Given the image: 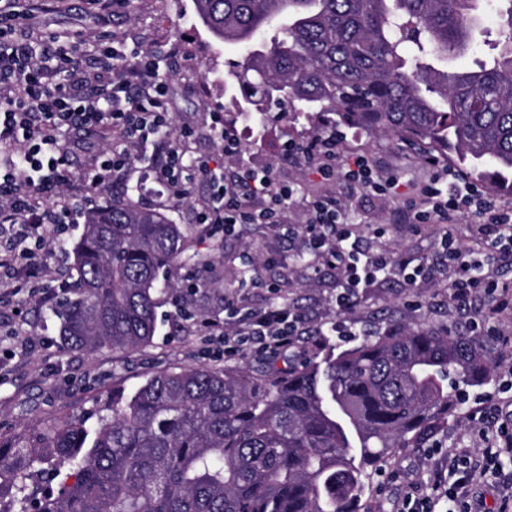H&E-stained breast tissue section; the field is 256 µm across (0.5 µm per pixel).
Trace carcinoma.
<instances>
[{"label": "carcinoma", "instance_id": "cac0c4a2", "mask_svg": "<svg viewBox=\"0 0 512 512\" xmlns=\"http://www.w3.org/2000/svg\"><path fill=\"white\" fill-rule=\"evenodd\" d=\"M242 60L253 112L299 103L413 141L512 194V0H194ZM502 30L473 68L488 7ZM278 23L282 38L266 43ZM58 337L65 350L149 344L161 275L188 230L131 200L82 211ZM493 366L467 336L393 326L256 377L191 367L115 384L92 410L0 436V512H372L383 463L448 426L457 393Z\"/></svg>", "mask_w": 512, "mask_h": 512}]
</instances>
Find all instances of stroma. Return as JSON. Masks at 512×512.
Listing matches in <instances>:
<instances>
[{
  "label": "stroma",
  "instance_id": "1",
  "mask_svg": "<svg viewBox=\"0 0 512 512\" xmlns=\"http://www.w3.org/2000/svg\"><path fill=\"white\" fill-rule=\"evenodd\" d=\"M16 34L34 45L81 41L84 61L98 55L99 41L116 38L127 45L153 54L159 81L169 91L170 122L173 128L191 125L194 136L182 144L186 157H211L222 162L224 176L233 179L235 162L225 160L224 148L211 124L219 115L241 142L244 157L257 166H272L280 182L292 184L295 193L288 207L287 226L244 224L233 234H224L211 224L196 221L199 211L215 202L219 190L209 180L192 183L186 199H172L163 188L146 193L137 190L136 172L111 176L101 202L117 199L165 211L173 223L189 230L193 253L209 255L213 263L205 270L180 263L167 274L170 281L194 282L190 296L164 292L157 309V328L147 347L126 353L104 350L73 352L61 348L53 311L62 300V287L72 266L71 245L83 230L81 212L86 185L79 180L108 142L99 135L64 130L60 142L69 151L71 169L77 178L65 195L44 193L45 207L69 203V230L62 243L50 245L38 256L48 271L46 285L29 290L17 287L10 277L0 276V434L32 432L51 417L76 413L111 390L115 380L134 387L153 373L176 367H239L268 371L283 368L289 355L325 354L330 347H350L351 339H337L327 333L335 320H342L355 332L370 326L430 325L452 328L468 334L472 322L492 326L493 335L480 337L493 361L491 378L484 385L468 389L467 398L448 418L447 430L437 432L413 448L402 449L386 464L369 490L374 512H397L411 480L434 482L446 469L449 449L467 448L473 459H481V432L507 424L512 429V312L497 314L493 303L479 298L466 307L449 308L450 278L440 251L443 227L425 225L412 234L390 222V205L378 200L351 199L342 180L331 190L344 201L352 222L386 226L384 241L396 255L422 260L431 268L429 281L409 287L402 276L385 274L363 292L355 307L337 312L336 272L309 250L304 233L307 203L323 185L318 177L304 173L299 164L284 162L288 141H308L332 129V117H307L288 112L277 118L239 112L232 103L236 87L225 85L230 65L240 60L238 47L215 41L199 23L193 0H127L117 12L101 11L90 0H39L31 19L16 25ZM343 156L361 155L398 178L401 189L415 193L431 178L433 171L418 149L391 136L374 135L361 129L343 130ZM278 303L305 319L310 332L299 337L289 352L276 355L244 350L224 358L202 348L199 321L224 322L230 313L260 310ZM194 311L195 320H184L183 309ZM512 487V455H501L491 467L470 502L474 512H501L503 493Z\"/></svg>",
  "mask_w": 512,
  "mask_h": 512
}]
</instances>
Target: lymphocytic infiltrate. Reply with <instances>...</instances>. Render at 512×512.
<instances>
[{"mask_svg":"<svg viewBox=\"0 0 512 512\" xmlns=\"http://www.w3.org/2000/svg\"><path fill=\"white\" fill-rule=\"evenodd\" d=\"M98 60L104 77L91 89L78 43L50 45L38 52L0 28V83L8 81L19 89L16 96L0 97V151L6 154L0 166V270L26 283L41 273L34 259L47 240L62 239L68 229V206L50 210L40 203L42 193L70 180L58 132L113 133L111 148L83 175L88 187L96 189L105 185L111 172L132 167L148 144L158 143L168 130L169 100L165 86L156 80L153 56L139 54L130 61L123 51L108 46ZM221 139L225 158L240 163L237 182H225L218 162L185 161L183 151L172 144L154 164L153 176L175 199L187 194L194 177L220 183V205L203 213L200 223L220 224L228 232L239 224L280 223L292 188L277 182L273 168L242 161L240 142L233 132H222ZM342 141V132L333 131L307 144L288 143L283 155L313 162L312 172L322 180L339 175L364 195L380 199L395 195L396 178L379 175L364 157H341ZM461 215L475 223L476 249H460L447 229ZM396 221L412 232L426 224L444 225L440 245L452 277L449 305L463 306L486 296L493 299L496 310H512V290L499 287L492 275L481 270L487 257L512 263L511 206L490 198L466 174L438 164L429 182L403 199ZM305 234L314 253L338 272V310L352 309L379 275L395 271L412 286L427 277L424 264H410L383 248H365L357 225L346 222L345 210L335 196L320 195L310 202ZM300 329V318L278 305L248 313L232 329L209 321L201 324L204 335L218 337L228 356L247 348H289ZM470 457L465 448L448 455L449 468L461 472L455 491L444 495L436 484H410L401 512H436L444 498L455 503L454 512H472L469 502L459 496L482 473L481 468L468 466Z\"/></svg>","mask_w":512,"mask_h":512,"instance_id":"1","label":"lymphocytic infiltrate"}]
</instances>
